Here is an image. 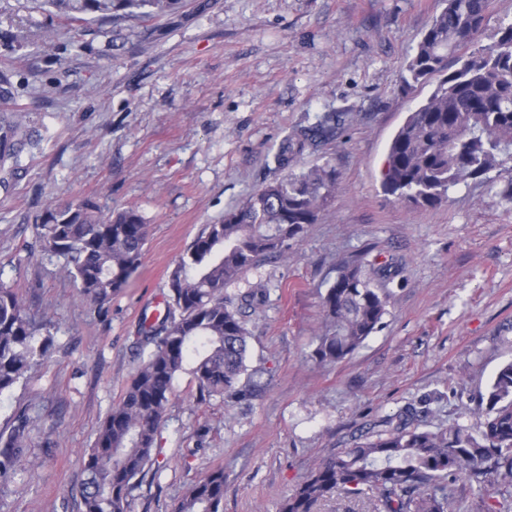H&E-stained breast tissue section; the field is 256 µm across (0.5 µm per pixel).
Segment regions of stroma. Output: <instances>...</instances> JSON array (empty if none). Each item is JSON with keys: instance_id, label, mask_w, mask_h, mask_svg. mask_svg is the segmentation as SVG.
Returning a JSON list of instances; mask_svg holds the SVG:
<instances>
[{"instance_id": "stroma-1", "label": "stroma", "mask_w": 512, "mask_h": 512, "mask_svg": "<svg viewBox=\"0 0 512 512\" xmlns=\"http://www.w3.org/2000/svg\"><path fill=\"white\" fill-rule=\"evenodd\" d=\"M443 0H185L146 22L89 23L71 41L36 0H0V69L12 73L27 145L0 186V285L54 325L50 356L0 395V433L28 419L27 451L0 481V512H81L84 455L140 364L145 309L162 303L179 256L261 185L291 133L327 112L336 135L293 162L331 163L338 186L288 251L226 285L262 283L243 313L253 397L196 399L180 373L131 512H170L207 471L224 470V512H277L317 461L371 435L409 403L434 427L472 425L466 398L512 360V175L491 171L434 208L385 194L389 144L431 85L401 75ZM29 31L19 40V31ZM55 34L43 48V32ZM89 199L148 226L142 263L110 303L83 301L63 258L37 247L49 204ZM367 253L397 266L381 328L342 361L312 352L326 281Z\"/></svg>"}]
</instances>
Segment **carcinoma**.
I'll list each match as a JSON object with an SVG mask.
<instances>
[{
    "label": "carcinoma",
    "mask_w": 512,
    "mask_h": 512,
    "mask_svg": "<svg viewBox=\"0 0 512 512\" xmlns=\"http://www.w3.org/2000/svg\"><path fill=\"white\" fill-rule=\"evenodd\" d=\"M405 66L409 91L441 78L394 135L383 177L384 191L411 209L435 207L450 190L485 176L512 158V23L501 24L476 54L458 52L487 26V0H444ZM183 0H39L64 22L72 37L96 20H151L178 11ZM458 67L448 70V57ZM13 99L10 71H0V184L15 175L26 141L23 116ZM339 116L324 114L312 127L287 137L274 155L284 175L253 192L243 204L209 224L188 245L169 277L165 310L141 328L140 349H149L122 397L102 422L85 454L82 512H130L129 493L152 460L155 435L175 377L189 370L197 400L230 394L245 397L264 386L261 370L248 372L249 336L240 318L264 306L258 284L234 298L224 286L268 256H288L290 242L318 221L338 185L325 162L290 171L295 156L318 149L336 135ZM35 243L66 260L65 272L79 296L98 307L112 299L137 271L148 225L133 209L103 214L89 200L46 208L35 218ZM391 267L366 270L347 262L322 296L324 325L313 358L335 364L355 352L382 325ZM52 321L0 287V396L11 391L50 354ZM246 385H241L242 376ZM468 427L431 429L425 411L409 404L380 424L371 438L315 463L308 478L283 500L279 512H314L342 491L375 494L373 512H455L457 483L494 488L496 506L478 495L475 512H512V361L501 366ZM26 421L0 442V478L25 448ZM224 469L213 468L173 506V512H224Z\"/></svg>",
    "instance_id": "obj_1"
}]
</instances>
